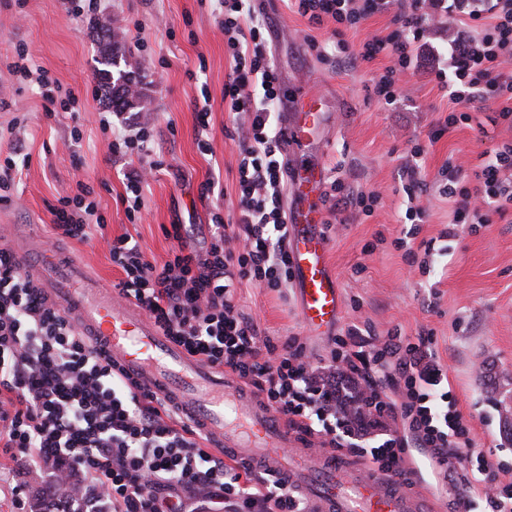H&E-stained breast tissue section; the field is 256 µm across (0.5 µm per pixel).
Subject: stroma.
I'll return each instance as SVG.
<instances>
[{"label": "stroma", "instance_id": "35a3bbf8", "mask_svg": "<svg viewBox=\"0 0 512 512\" xmlns=\"http://www.w3.org/2000/svg\"><path fill=\"white\" fill-rule=\"evenodd\" d=\"M94 8L75 17L63 0H0V140L17 139L16 170L0 192V242L10 247L46 241L49 208L74 194L77 182L93 187L104 227H92L88 240L67 239L62 253L73 256L87 275L116 286L122 272L113 266L104 239L122 235L137 241L149 260L164 263L174 247L164 229L174 223L205 224L212 212L233 218L237 205V146L233 116L224 100V80L232 58L218 25L224 17L219 0H93ZM268 25L283 21L298 39L266 35L282 81H300L325 98L329 124L313 145L329 178L352 190L376 192L372 216L347 211L325 213L328 261L340 289V311L332 332H313L301 319L294 285L269 291L242 285L236 299L260 328L278 339L300 336L311 354L327 357L333 334L358 327L370 342L389 332L429 337L450 387L471 427L478 452L492 465L496 484L512 483V209L491 223L462 226L453 238L448 203L435 195V182L447 158L473 175L484 151L512 137L486 113L430 139L432 126L449 111H464L440 90L432 52L443 42L430 38L417 69L405 78L407 98L386 106L372 95V81L390 64L379 55L354 66H330L337 41L359 46L374 34H387L391 18L377 14L359 28L334 35L333 24L309 28L288 0H258ZM122 29L121 51L128 70L146 85L138 109L154 128L148 153L109 154L117 117L98 76L102 29ZM315 38L310 50L304 35ZM47 71L62 89L73 90L68 108L47 112L38 84L19 81L8 69L17 50ZM209 103L208 128L197 121V108ZM16 129H9L12 118ZM79 141H72V130ZM208 150H200L199 140ZM424 149L418 178L426 187L419 203L426 213L410 227L404 213L401 163L414 145ZM164 166L144 188L141 221L129 222L120 201L123 173L155 157ZM218 177L220 192L201 195L200 186ZM403 246H396V239ZM410 467L418 474L417 493L443 500L446 512H459L448 485L427 464L423 449L409 448Z\"/></svg>", "mask_w": 512, "mask_h": 512}]
</instances>
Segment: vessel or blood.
Segmentation results:
<instances>
[{"instance_id": "1", "label": "vessel or blood", "mask_w": 512, "mask_h": 512, "mask_svg": "<svg viewBox=\"0 0 512 512\" xmlns=\"http://www.w3.org/2000/svg\"><path fill=\"white\" fill-rule=\"evenodd\" d=\"M290 109L281 126L291 177L287 211L288 250L297 278L302 321L318 331L335 324L339 290L330 273L324 221L326 171L309 150L327 121L321 96L288 84L282 92ZM22 271L39 282L55 308L77 329L101 342L136 379L148 380L169 398L183 418L210 440L212 451L231 448L254 470L272 469L313 503L316 512H422L420 501L392 481L366 476L361 463L324 460L306 464L292 450L286 421L262 407L252 393L189 356L157 330L141 310L92 284L83 268L58 251L39 261L16 252Z\"/></svg>"}]
</instances>
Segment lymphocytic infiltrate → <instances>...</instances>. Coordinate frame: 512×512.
Listing matches in <instances>:
<instances>
[{"label":"lymphocytic infiltrate","instance_id":"1","mask_svg":"<svg viewBox=\"0 0 512 512\" xmlns=\"http://www.w3.org/2000/svg\"><path fill=\"white\" fill-rule=\"evenodd\" d=\"M224 41L233 65L224 81L238 148L237 216L210 224H174L177 244L163 264L121 236L108 243L123 277L121 294L146 312L164 336L209 365L226 368L307 438L316 456H353L371 470L405 474L406 450L417 445L445 475L458 502L471 504L488 487V463L461 475L449 459L471 447L470 425L452 400L448 373L431 341L392 334L366 354L358 328L332 339L327 360L315 361L298 336L277 344L235 299L238 285L280 290L294 277L283 208L287 167L277 127L279 74L255 0H223ZM309 26L358 28L376 14L393 29L359 48L350 63L378 55L393 63L374 79L372 94L393 105L402 76L417 66L431 28L448 34L435 76L452 103H478L512 128V0H293ZM461 165L440 171L437 192L452 218L486 224L512 207V138L486 151L475 187ZM92 189L51 206L57 238L87 240L99 220ZM146 384L123 379L111 358L46 298L0 247V447L23 454L29 474L49 473L73 498L55 512H196L195 501L220 498L224 512H307L277 477H256L204 448L200 436Z\"/></svg>","mask_w":512,"mask_h":512}]
</instances>
